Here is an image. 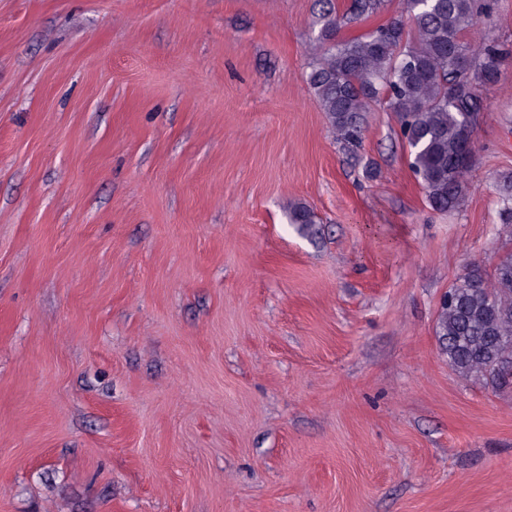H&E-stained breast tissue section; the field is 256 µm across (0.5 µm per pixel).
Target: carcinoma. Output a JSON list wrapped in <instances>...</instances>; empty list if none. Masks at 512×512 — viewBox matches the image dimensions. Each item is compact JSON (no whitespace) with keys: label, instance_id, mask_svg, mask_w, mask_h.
Segmentation results:
<instances>
[{"label":"carcinoma","instance_id":"cac0c4a2","mask_svg":"<svg viewBox=\"0 0 512 512\" xmlns=\"http://www.w3.org/2000/svg\"><path fill=\"white\" fill-rule=\"evenodd\" d=\"M385 0H352L338 12L325 0L311 44L309 89L343 149L362 143L365 113L377 104L396 113L409 166L431 208L459 209L473 160L465 159L472 129L484 112L477 87L497 83L512 57L495 38V0H402L401 14L370 31L341 38V30L377 14ZM484 26L482 40L468 34ZM503 223H512V179L500 185ZM288 223L302 236L316 234L303 202L287 207ZM436 334L459 375L512 385V256L488 281L479 265L448 288Z\"/></svg>","mask_w":512,"mask_h":512}]
</instances>
